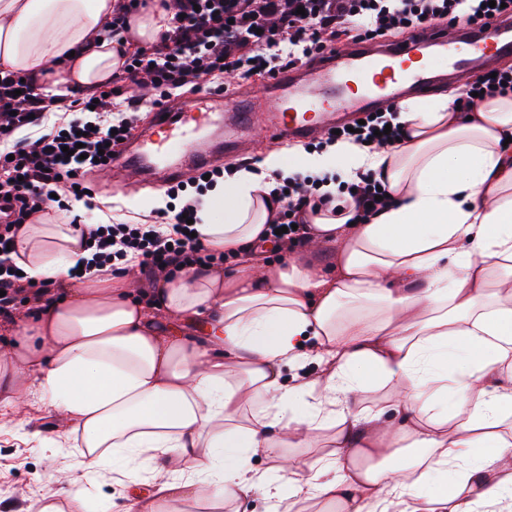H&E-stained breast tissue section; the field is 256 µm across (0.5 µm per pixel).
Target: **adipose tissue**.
<instances>
[{
  "mask_svg": "<svg viewBox=\"0 0 512 512\" xmlns=\"http://www.w3.org/2000/svg\"><path fill=\"white\" fill-rule=\"evenodd\" d=\"M116 4L0 0V69L52 77L42 94L65 111L73 91L122 68L107 36ZM176 9L132 16L130 44L156 42ZM392 110L399 149L273 151L225 176L208 191L223 220L205 207L196 229L234 252L233 272L160 276L146 303L137 258L117 275L88 266L82 225L44 209L19 232L15 262L62 291L6 316L15 343L0 356V403L17 409L25 386L48 396L82 467L159 462L158 512L257 495L269 512H512V286L489 290L512 275V93L469 114L448 96ZM297 170L334 198L336 170L372 173L389 195L366 220L307 213V249L339 246L325 269L295 255L273 266L256 249L282 207L276 180ZM308 356L321 374L287 385L284 366ZM374 387L392 398L369 403ZM324 430L317 458L287 457ZM401 442L412 454L398 460ZM256 455L269 462L260 473L244 466Z\"/></svg>",
  "mask_w": 512,
  "mask_h": 512,
  "instance_id": "ef3b65f1",
  "label": "adipose tissue"
}]
</instances>
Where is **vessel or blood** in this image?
Instances as JSON below:
<instances>
[{
  "mask_svg": "<svg viewBox=\"0 0 512 512\" xmlns=\"http://www.w3.org/2000/svg\"><path fill=\"white\" fill-rule=\"evenodd\" d=\"M503 60H512V19L451 33L429 26L403 44L339 45L269 81L277 97L265 130L273 138L307 141L335 124L347 101H355L358 112H372L405 91L421 96L441 75L453 78ZM255 122L246 93L230 112L217 94L178 98L156 110L152 125L127 138L113 164L133 181L170 186L185 169L203 172L225 149L237 148Z\"/></svg>",
  "mask_w": 512,
  "mask_h": 512,
  "instance_id": "b4317fda",
  "label": "vessel or blood"
}]
</instances>
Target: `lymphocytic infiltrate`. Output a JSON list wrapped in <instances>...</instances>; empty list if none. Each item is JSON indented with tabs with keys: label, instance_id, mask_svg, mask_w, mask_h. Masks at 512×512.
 I'll return each mask as SVG.
<instances>
[{
	"label": "lymphocytic infiltrate",
	"instance_id": "obj_1",
	"mask_svg": "<svg viewBox=\"0 0 512 512\" xmlns=\"http://www.w3.org/2000/svg\"><path fill=\"white\" fill-rule=\"evenodd\" d=\"M489 0H180V15L158 43L128 53L123 72L132 84L148 82L166 101L186 86L210 88L215 77L234 71L243 79L274 75L278 68L302 64L324 52L345 32L373 40L396 28H418L447 20L449 27L476 24L493 17L512 16V0L505 7H489ZM71 105L77 115L55 126L34 142L15 140L17 129L39 126L48 118L49 104L36 93L32 77L10 72L0 76V251L14 244L23 225L32 223L54 194L74 200L85 196L81 175L96 169L97 155L111 159L127 133L137 124V109L113 112L111 98L102 92L78 97ZM94 111L97 122L83 118ZM341 137L375 147H396L403 138L400 125H387L380 113L366 114L360 133L341 128ZM80 154H73V147ZM317 183L300 174L276 188L285 205L265 229L267 241L278 249L304 246L305 215L323 200ZM201 195L185 198L179 211L158 212L154 224H100L88 235L93 260L111 265L134 254L140 272L154 280L165 271L229 261L227 253L207 247L188 234ZM18 273L13 264L0 263V313H10L29 293H46Z\"/></svg>",
	"mask_w": 512,
	"mask_h": 512
}]
</instances>
